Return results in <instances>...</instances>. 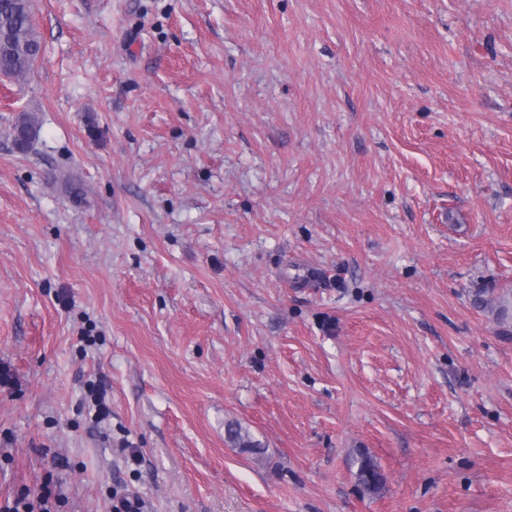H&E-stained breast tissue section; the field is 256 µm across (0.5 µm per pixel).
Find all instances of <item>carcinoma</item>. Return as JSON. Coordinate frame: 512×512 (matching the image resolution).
Segmentation results:
<instances>
[{"label":"carcinoma","instance_id":"1","mask_svg":"<svg viewBox=\"0 0 512 512\" xmlns=\"http://www.w3.org/2000/svg\"><path fill=\"white\" fill-rule=\"evenodd\" d=\"M42 43L34 28L32 0H0V76L21 80L32 71L41 55ZM40 130L38 117L29 112L22 113L13 124V141L27 151ZM487 290L480 289L475 303L488 309L501 325L512 322V297L506 295L486 298ZM227 438L241 448L260 452L257 444L242 434L239 426L227 428ZM361 486L375 492L382 484L378 466L368 456L362 457L357 473Z\"/></svg>","mask_w":512,"mask_h":512}]
</instances>
